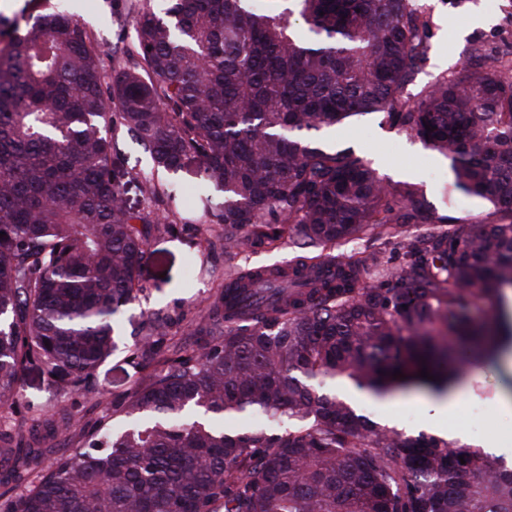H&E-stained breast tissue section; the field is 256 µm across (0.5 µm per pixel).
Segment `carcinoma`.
Returning a JSON list of instances; mask_svg holds the SVG:
<instances>
[{"mask_svg":"<svg viewBox=\"0 0 512 512\" xmlns=\"http://www.w3.org/2000/svg\"><path fill=\"white\" fill-rule=\"evenodd\" d=\"M168 2L137 12V63L108 82L65 10L0 50V408L33 367L60 396L88 388L141 291L149 236L174 230L127 206L118 132L171 175L143 182L156 203L178 197L185 159L202 161L228 257L244 235L303 254L287 270L227 268L191 351L166 345L168 315L142 314L127 361L160 370L123 400L126 426L87 431L61 407L0 428V512H512L498 456L403 437L322 390L437 388L474 365L461 339L475 300L512 286V76L484 53L482 70L411 100L429 28L413 0ZM374 113L449 160L493 219L443 215L318 138ZM412 224L446 228L397 265L374 259L377 286L360 259L331 254ZM45 428L82 441L46 469ZM22 473L35 478L20 490Z\"/></svg>","mask_w":512,"mask_h":512,"instance_id":"cac0c4a2","label":"carcinoma"}]
</instances>
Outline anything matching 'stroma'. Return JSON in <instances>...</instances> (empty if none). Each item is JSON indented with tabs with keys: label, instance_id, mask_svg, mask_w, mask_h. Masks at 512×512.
<instances>
[{
	"label": "stroma",
	"instance_id": "stroma-1",
	"mask_svg": "<svg viewBox=\"0 0 512 512\" xmlns=\"http://www.w3.org/2000/svg\"><path fill=\"white\" fill-rule=\"evenodd\" d=\"M415 4L429 17L431 25L426 58L408 86L410 93H418L425 85L452 76L462 66L480 67L482 61L474 55V48L492 53L512 45V0H415ZM166 5L167 0H0V49L6 47L12 30L24 26L30 16L63 6L95 38L101 65L108 73L127 58L135 36L137 10L147 7L159 14ZM480 15L486 17V24H476ZM320 138L328 148L348 150L370 162L387 183L417 184L440 212L457 218H482L491 210L485 201L453 190L449 161L383 115L370 114L351 125L322 130ZM177 179L183 189L172 207L177 228L174 233L151 238L150 256L141 279L144 294L128 314L136 318L144 309L167 313L172 318L168 342L189 344L201 308L211 301L222 283L225 266L233 265L244 272L284 267L297 256L298 250L280 240L267 247L244 244L234 256H226L219 241L197 236L192 225L193 219L203 213L198 193L205 181L202 163L195 158L187 159ZM467 376L473 381V395L448 418V428L472 438L506 439L505 428L512 424V413L495 409L492 399L504 388L507 371L498 369L483 378L473 368ZM142 377V371L130 366L124 354L118 353L96 369V393L74 394L63 402L77 414L82 426L90 428L103 419L117 424L121 421L119 404ZM347 394L373 421L395 418L401 435L427 424L430 411L421 393L402 399L393 408L353 388ZM57 402V395L39 370H31L14 408H0V424L10 425L16 414L40 416L51 411Z\"/></svg>",
	"mask_w": 512,
	"mask_h": 512
}]
</instances>
